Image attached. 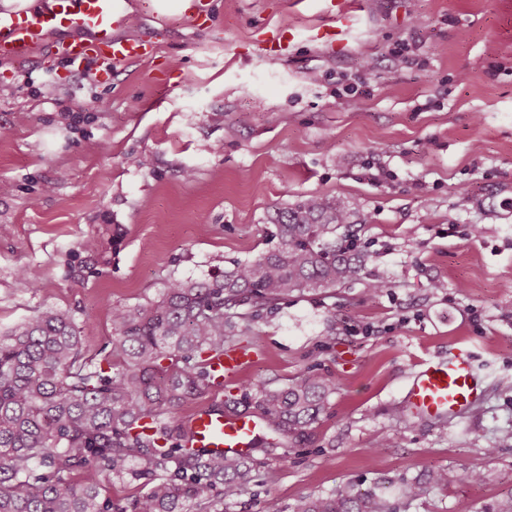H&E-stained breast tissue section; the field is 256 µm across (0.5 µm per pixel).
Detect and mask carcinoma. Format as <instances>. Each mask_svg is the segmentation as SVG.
<instances>
[{
	"label": "carcinoma",
	"mask_w": 512,
	"mask_h": 512,
	"mask_svg": "<svg viewBox=\"0 0 512 512\" xmlns=\"http://www.w3.org/2000/svg\"><path fill=\"white\" fill-rule=\"evenodd\" d=\"M354 213L342 199L310 196L279 211L276 245L209 280L174 279L137 308H112V351L85 357L72 318L46 309L0 336V512H124L102 497V474L147 479L135 512H214L209 491L243 492L248 457L187 446L183 405L215 386L211 361L242 346L263 311L292 294L328 293L360 275L363 259L340 229ZM238 313L240 326L227 323ZM336 391L311 373L253 402L274 437L300 435ZM456 475L439 470L401 487L412 501L426 485ZM293 512H396L375 491L349 483L299 499Z\"/></svg>",
	"instance_id": "carcinoma-1"
}]
</instances>
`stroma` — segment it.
<instances>
[{
  "mask_svg": "<svg viewBox=\"0 0 512 512\" xmlns=\"http://www.w3.org/2000/svg\"><path fill=\"white\" fill-rule=\"evenodd\" d=\"M211 5L207 27L168 9L153 57L113 66L107 86L46 48L0 59L14 89L0 97V333L65 311L102 359L113 307L230 270L272 247L279 209L339 197L371 218L354 227L359 279L265 312L254 362L183 408L314 372L336 384L303 437L251 451L253 480L223 510L292 512L344 483L394 499L416 475L476 468L481 481L400 512H491L512 496V0H344L341 50L308 36L321 0ZM277 30L292 42L263 53ZM400 42L415 54L394 55ZM458 348L482 401L461 419L413 416L410 374Z\"/></svg>",
  "mask_w": 512,
  "mask_h": 512,
  "instance_id": "35a3bbf8",
  "label": "stroma"
}]
</instances>
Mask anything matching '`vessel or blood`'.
<instances>
[{"instance_id": "1", "label": "vessel or blood", "mask_w": 512, "mask_h": 512, "mask_svg": "<svg viewBox=\"0 0 512 512\" xmlns=\"http://www.w3.org/2000/svg\"><path fill=\"white\" fill-rule=\"evenodd\" d=\"M127 0H43L39 11H0V59L17 63L33 60L46 38H54L56 55L69 65L95 62L96 81L112 77L118 63L148 58L155 50L151 34L128 37L118 31L129 19ZM325 12L336 18V27L316 33L319 41L344 40L352 22L349 12L339 9L337 0H323ZM82 30L79 38L70 37ZM245 350L233 348L213 359L211 370L217 381L235 380L249 364ZM483 388L468 352L460 350L445 359H427L412 373L406 391L409 410L427 418L465 416L481 401ZM261 420L209 410L195 413L187 427L189 444L210 452L231 456L248 454L262 429Z\"/></svg>"}]
</instances>
